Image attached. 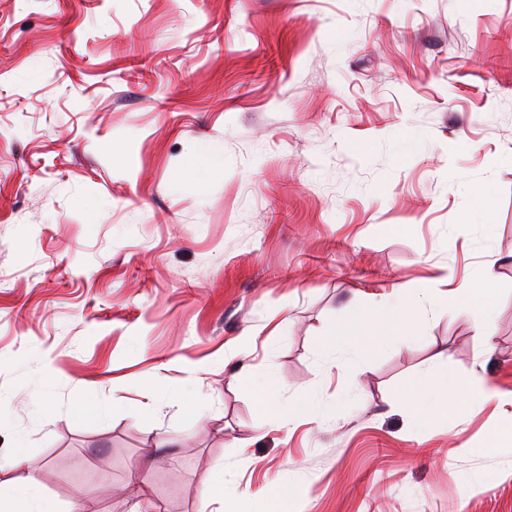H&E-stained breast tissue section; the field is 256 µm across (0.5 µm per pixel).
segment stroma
I'll list each match as a JSON object with an SVG mask.
<instances>
[{
    "mask_svg": "<svg viewBox=\"0 0 512 512\" xmlns=\"http://www.w3.org/2000/svg\"><path fill=\"white\" fill-rule=\"evenodd\" d=\"M485 265L487 320H349ZM477 372L499 401L417 407ZM510 422L512 0H0L1 476L48 512H142L144 464L158 512H512ZM249 392L253 396L257 408L264 414L275 413L279 408L277 389L272 381H268L265 386L249 385Z\"/></svg>",
    "mask_w": 512,
    "mask_h": 512,
    "instance_id": "stroma-1",
    "label": "stroma"
}]
</instances>
